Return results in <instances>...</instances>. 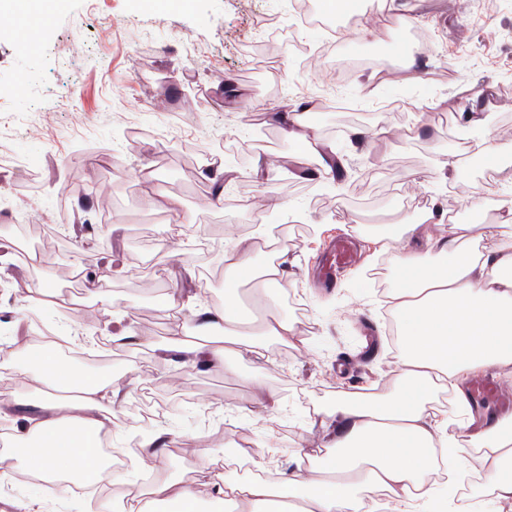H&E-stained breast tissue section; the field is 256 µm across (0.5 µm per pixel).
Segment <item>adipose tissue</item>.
<instances>
[{
    "label": "adipose tissue",
    "instance_id": "obj_1",
    "mask_svg": "<svg viewBox=\"0 0 512 512\" xmlns=\"http://www.w3.org/2000/svg\"><path fill=\"white\" fill-rule=\"evenodd\" d=\"M486 227L457 224L446 237L428 239L425 251L402 249L395 256V286L390 291L400 336L397 390L379 399L347 397L321 418L338 421L328 456L307 472L272 483L239 475L205 481L159 479L148 497L130 491L122 512H149L166 505L174 512H203L204 502L241 504L243 512H359V495H390L392 512L434 504L426 478L435 469L448 473L467 463V443L483 448V486L494 501L512 500V413L493 418L470 441L435 423L427 402L441 383L452 382L461 407H468L467 381L485 369L512 367V232L499 233L492 247L482 244ZM249 251L234 243L224 249V286L230 293L222 308L198 307L193 337L174 329L171 350L202 364L225 367L230 356L259 354L261 345L246 339L245 322L232 297L249 266ZM26 371L45 385L68 379L66 400L45 391L37 410L25 416L15 438L24 449L21 464L30 472L68 474L79 469L84 480L102 482L109 472L90 436L112 432L106 404L117 403L123 385L78 374L66 361L28 360Z\"/></svg>",
    "mask_w": 512,
    "mask_h": 512
}]
</instances>
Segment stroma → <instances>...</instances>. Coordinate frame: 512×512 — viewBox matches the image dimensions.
Wrapping results in <instances>:
<instances>
[{
	"label": "stroma",
	"mask_w": 512,
	"mask_h": 512,
	"mask_svg": "<svg viewBox=\"0 0 512 512\" xmlns=\"http://www.w3.org/2000/svg\"><path fill=\"white\" fill-rule=\"evenodd\" d=\"M291 2L67 0L42 24L0 9V200L8 205L0 238L16 239L23 215L47 228L78 213L89 222L51 263L0 256V281L10 284L0 292V331L16 336L26 323L23 290L49 283L67 293L75 317L112 340L108 357L71 366L103 380L123 376L112 440L170 433L168 477L218 473L225 449L244 444L261 471L280 478L294 470L298 449L326 447L316 412L361 389L397 387L395 314L367 270L393 260L406 226L430 209L455 224L484 210L483 244L492 246L501 202L512 198V141L503 144L505 170L489 169L463 120L482 114V135L493 138L512 116V0H361L360 21L335 17V42L345 60L378 66L336 83L319 63H303L327 34L294 27ZM402 16L428 37L411 67L382 52ZM268 18L294 35L272 66L254 52ZM287 111L324 140L341 184L283 136L273 117ZM229 132L241 140L259 132L264 142L224 151L218 202L206 155ZM259 161L269 173L256 181ZM461 178L478 188L480 205L460 192ZM264 224L287 243L288 274L274 302L297 336L266 339L262 357L233 359L230 374L166 353L175 324L192 330L196 307L223 306L225 246L251 241ZM379 227L392 230V247L377 240ZM334 231L353 234L362 257L326 288L313 267ZM80 249L73 281L67 267ZM107 266L117 270L106 283L110 306L89 286ZM172 291L183 296L182 312L160 304ZM19 501L33 512H84L77 493L14 473L0 483V512Z\"/></svg>",
	"instance_id": "35a3bbf8"
}]
</instances>
